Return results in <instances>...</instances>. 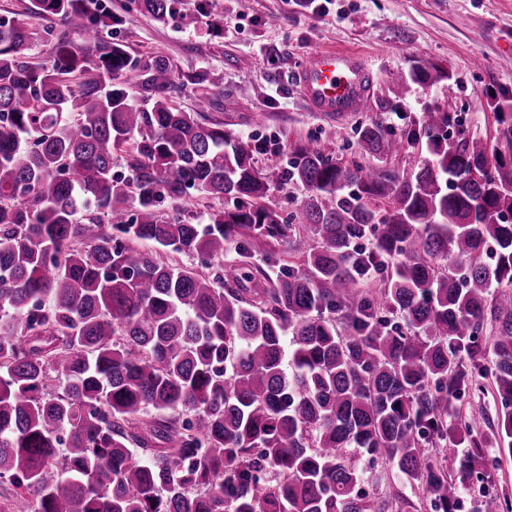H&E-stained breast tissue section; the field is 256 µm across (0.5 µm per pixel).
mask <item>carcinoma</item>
I'll return each instance as SVG.
<instances>
[{
	"mask_svg": "<svg viewBox=\"0 0 512 512\" xmlns=\"http://www.w3.org/2000/svg\"><path fill=\"white\" fill-rule=\"evenodd\" d=\"M133 2L161 21L180 0ZM33 3L50 65L29 60L24 20L0 21L4 512H385L347 448L441 512H457L475 479L480 512H504L485 469L491 443L512 456V167L497 148L442 110L403 133L357 130L377 159L424 141L428 157L408 171L366 170L309 139L279 174L309 190L285 214L263 203L259 148L206 121V94L177 108L170 61L131 62L100 0ZM431 78L419 63L396 88ZM129 142L126 178L112 161ZM191 192L224 208L205 224L161 211ZM299 232L314 242L304 269L274 278L269 257L226 283L158 254L206 262L233 243L249 258L253 242ZM385 262L381 296H359ZM488 314L501 409L485 432L453 401L482 390ZM441 441L470 448L453 473L428 452Z\"/></svg>",
	"mask_w": 512,
	"mask_h": 512,
	"instance_id": "obj_1",
	"label": "carcinoma"
}]
</instances>
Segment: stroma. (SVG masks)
Here are the masks:
<instances>
[{
    "label": "stroma",
    "mask_w": 512,
    "mask_h": 512,
    "mask_svg": "<svg viewBox=\"0 0 512 512\" xmlns=\"http://www.w3.org/2000/svg\"><path fill=\"white\" fill-rule=\"evenodd\" d=\"M216 25L199 19L182 22L198 10L182 0L180 13L159 23L128 10L126 0H105L122 24L115 36L133 60L161 55L169 59L182 88L177 106L193 111L209 94L205 117L248 141H270V152L255 156L269 179V201L293 211L307 191L280 185L276 169L295 144L320 139L336 158L376 166L360 154L358 128L374 120L395 131L421 125L435 109L457 113L464 129L512 155L491 103L494 94L512 91V0H331L326 12L312 14L307 0H221ZM320 49L360 53L375 79L368 107L346 117L310 111L296 83L306 57ZM435 66L442 76L411 85L397 98L393 74L414 62ZM204 75L203 83L191 76ZM363 490L392 501L390 512H429L416 488L383 461L359 454Z\"/></svg>",
    "instance_id": "obj_1"
}]
</instances>
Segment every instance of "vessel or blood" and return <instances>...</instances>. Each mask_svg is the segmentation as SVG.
<instances>
[{
    "instance_id": "obj_1",
    "label": "vessel or blood",
    "mask_w": 512,
    "mask_h": 512,
    "mask_svg": "<svg viewBox=\"0 0 512 512\" xmlns=\"http://www.w3.org/2000/svg\"><path fill=\"white\" fill-rule=\"evenodd\" d=\"M311 111L357 112L374 83V74L354 52L319 50L307 58L296 76Z\"/></svg>"
}]
</instances>
